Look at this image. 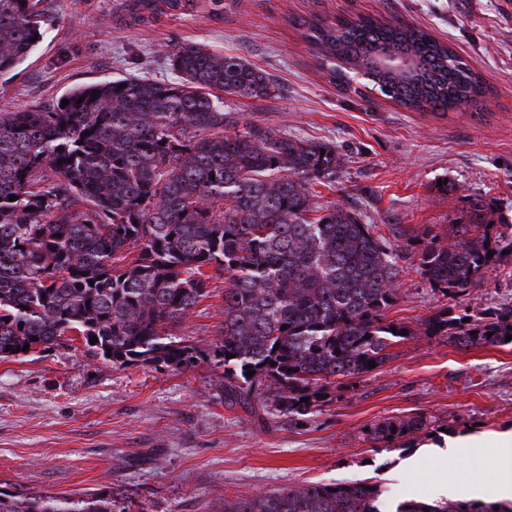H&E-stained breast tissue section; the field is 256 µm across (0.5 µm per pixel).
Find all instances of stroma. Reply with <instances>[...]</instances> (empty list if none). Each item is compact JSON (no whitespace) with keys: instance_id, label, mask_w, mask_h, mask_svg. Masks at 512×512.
<instances>
[{"instance_id":"1","label":"stroma","mask_w":512,"mask_h":512,"mask_svg":"<svg viewBox=\"0 0 512 512\" xmlns=\"http://www.w3.org/2000/svg\"><path fill=\"white\" fill-rule=\"evenodd\" d=\"M44 37L31 57L0 76V112L49 106L73 88L135 76L172 81L169 49L195 42L236 54L269 73L267 99L228 97L239 124L335 147L344 165L323 202L375 224L397 218L453 240L467 196L492 204L512 231V0H196L192 9L136 18L130 0H43ZM379 16L428 30L483 77L477 107L410 112L370 91H345L320 75L300 18ZM179 332L215 346L224 282ZM390 318L414 326L444 305L409 269ZM512 302V256L487 271L458 307L481 314ZM373 373L344 381L304 426L225 404L218 371L115 368L83 342L0 360V490L19 496L90 495L121 512H224L225 500L309 482L376 478L384 504L434 502L438 483L486 484L497 435L512 430V345L459 348L444 336L396 345ZM426 415L433 435L412 448H383L366 430L386 418ZM452 433L470 461H442Z\"/></svg>"}]
</instances>
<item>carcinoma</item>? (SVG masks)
I'll use <instances>...</instances> for the list:
<instances>
[{
  "label": "carcinoma",
  "instance_id": "1",
  "mask_svg": "<svg viewBox=\"0 0 512 512\" xmlns=\"http://www.w3.org/2000/svg\"><path fill=\"white\" fill-rule=\"evenodd\" d=\"M133 2L155 14L193 0ZM41 4L0 0V75L43 39ZM299 25L336 86L360 73L366 88L401 107L443 115L485 94L479 74L421 28L370 17ZM388 55L412 67L382 65ZM168 58L177 83L120 78L69 91L63 108L0 113L1 360L25 354L24 346L63 347L71 333L114 367L221 368L224 403L246 409L260 399L270 414L302 424L336 383L371 372L369 361L386 364L404 340L507 345L512 303L480 316L445 306L414 327L388 313L399 299L401 262L456 301L512 251V233L476 222L444 242L320 203L316 188L335 186L343 164L334 147L255 123L240 131L224 112L223 93L271 96L270 74L193 42ZM216 278L225 284L221 340L200 349L175 330L212 296ZM429 426L416 413L378 421L370 436L406 448ZM381 496L367 480L312 482L227 499L224 512H382ZM0 512L119 510L108 499L0 490ZM396 512H512V501L406 500Z\"/></svg>",
  "mask_w": 512,
  "mask_h": 512
}]
</instances>
